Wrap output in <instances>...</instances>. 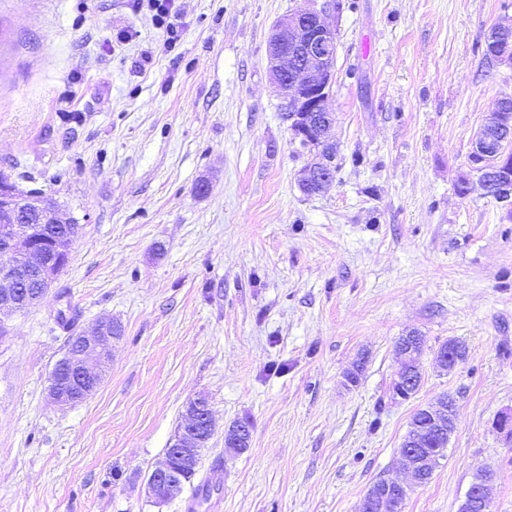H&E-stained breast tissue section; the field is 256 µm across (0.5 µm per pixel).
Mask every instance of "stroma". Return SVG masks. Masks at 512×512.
<instances>
[{"mask_svg": "<svg viewBox=\"0 0 512 512\" xmlns=\"http://www.w3.org/2000/svg\"><path fill=\"white\" fill-rule=\"evenodd\" d=\"M169 27L132 0H0V173L79 226L69 262L0 338V512H357L413 412L452 394L457 429L403 512H457L480 468L512 512V218L472 178V140L512 97L490 63L512 0H177ZM300 7L338 33L336 176L281 112L268 32ZM124 328L97 391L59 408L49 374L68 335ZM425 340L400 401L395 343ZM467 347L450 373L448 339ZM357 386L343 375L359 353ZM216 431L205 501L158 505L145 480L197 394ZM252 424L224 453V428Z\"/></svg>", "mask_w": 512, "mask_h": 512, "instance_id": "obj_1", "label": "stroma"}]
</instances>
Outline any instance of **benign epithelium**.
I'll return each mask as SVG.
<instances>
[{
    "instance_id": "7a95c632",
    "label": "benign epithelium",
    "mask_w": 512,
    "mask_h": 512,
    "mask_svg": "<svg viewBox=\"0 0 512 512\" xmlns=\"http://www.w3.org/2000/svg\"><path fill=\"white\" fill-rule=\"evenodd\" d=\"M337 55L336 28L321 11L301 7L278 19L269 35L268 68L281 99L285 119L301 141L313 148H322L320 159L306 171L301 183L312 180L326 187L335 178L336 167L324 145L336 122L334 113L325 103L331 91ZM512 148V126L500 123L498 135L493 137L485 128L474 136L470 151V166L483 190L497 202L512 205V170L507 169L506 159ZM38 217V224L27 222L26 216ZM71 220L61 210L55 199L38 191L26 194L6 175L0 174V255L9 254L10 264L0 265V315L16 312L18 305L33 306L42 294L23 292L31 283L47 290L57 279L60 260L68 259L71 235H59L49 241L41 236V225H66ZM120 324L110 317H103L94 326L81 333L78 353L70 356L74 382L81 385L82 396H91L98 388L99 365L112 349V342ZM456 360V342L434 352L435 365L444 370ZM427 420L412 426L413 441L419 435L432 431L441 435L451 426V418L443 400L425 407ZM214 421L208 403H199L196 409L184 414V422L175 439L178 448H196L207 441ZM251 428L244 422L224 430V452L236 454L250 444ZM168 460H162L152 471L147 483L149 495H154L158 484L174 490ZM491 481L478 471L470 484L457 512H491ZM403 503L395 499L391 490L378 497L361 500L358 512H402Z\"/></svg>"
}]
</instances>
